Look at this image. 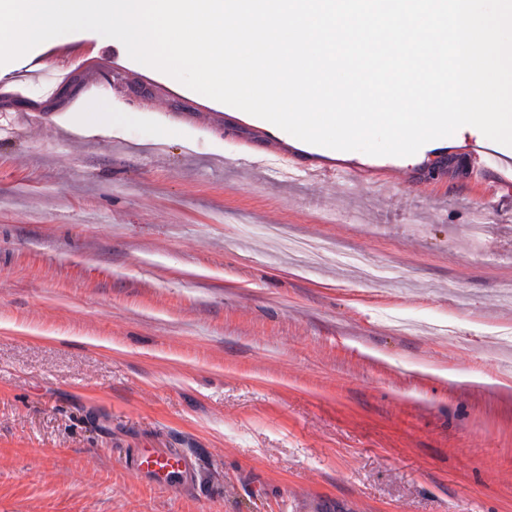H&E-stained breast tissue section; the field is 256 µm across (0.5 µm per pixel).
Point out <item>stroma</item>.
I'll use <instances>...</instances> for the list:
<instances>
[{
  "label": "stroma",
  "mask_w": 512,
  "mask_h": 512,
  "mask_svg": "<svg viewBox=\"0 0 512 512\" xmlns=\"http://www.w3.org/2000/svg\"><path fill=\"white\" fill-rule=\"evenodd\" d=\"M87 98L116 121L67 134ZM465 148H296L93 31L0 65V512H512V352L485 338L512 195ZM389 163L391 190L328 175ZM271 226L333 249L303 269ZM138 448L197 485L149 486ZM126 464L138 477L171 493L196 479L195 459L179 449L161 451L155 448H138L130 460H126Z\"/></svg>",
  "instance_id": "35a3bbf8"
}]
</instances>
